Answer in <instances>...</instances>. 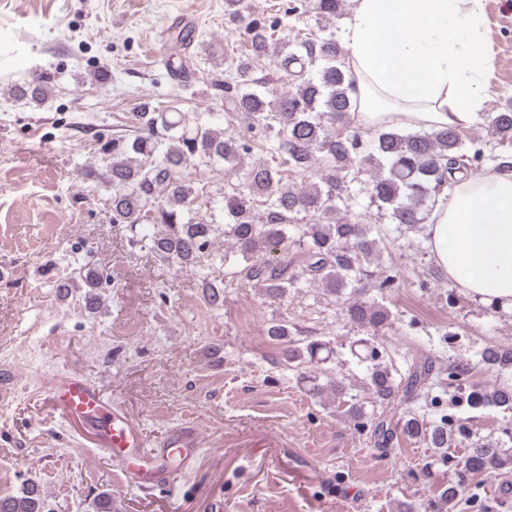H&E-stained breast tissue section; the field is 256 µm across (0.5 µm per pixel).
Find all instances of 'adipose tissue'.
Masks as SVG:
<instances>
[{"mask_svg": "<svg viewBox=\"0 0 512 512\" xmlns=\"http://www.w3.org/2000/svg\"><path fill=\"white\" fill-rule=\"evenodd\" d=\"M351 2L340 42L361 125L470 126L487 100L483 0ZM425 234L462 293L512 314V158L434 191Z\"/></svg>", "mask_w": 512, "mask_h": 512, "instance_id": "1", "label": "adipose tissue"}]
</instances>
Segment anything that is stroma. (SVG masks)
Here are the masks:
<instances>
[{
	"label": "stroma",
	"instance_id": "35a3bbf8",
	"mask_svg": "<svg viewBox=\"0 0 512 512\" xmlns=\"http://www.w3.org/2000/svg\"><path fill=\"white\" fill-rule=\"evenodd\" d=\"M486 111L512 98V0H483ZM189 26L192 82L178 81L159 50V32ZM238 39L224 26V0H0V371L15 396L0 402V496L36 482L57 512H84L100 492L119 512H398L432 498L445 470L423 475L432 451L403 442L381 454L329 400L305 392L282 361L268 323L316 330L336 348V375L363 368L349 351L364 329L318 289L271 297L237 274L216 237L200 267L179 268L132 247L112 222V188L97 142L129 126L142 103L174 107L206 127L224 126V101L209 83L224 75V49ZM55 77L41 103L18 101L15 85ZM200 187L192 206L208 217L237 174L191 164ZM383 261L401 271L383 301L414 336H378L396 364L415 352L440 361H478L488 341L512 342V315L489 314L439 274L423 231L389 232ZM110 279L98 309L82 289L60 295L59 279L84 263ZM430 289H421V281ZM224 290L209 306L205 283ZM67 372L90 380L135 418L147 447L181 425L198 432L196 458L179 467L174 490L123 492L118 470L92 431L68 420L37 388L39 376Z\"/></svg>",
	"mask_w": 512,
	"mask_h": 512
}]
</instances>
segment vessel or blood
<instances>
[{"label": "vessel or blood", "instance_id": "obj_1", "mask_svg": "<svg viewBox=\"0 0 512 512\" xmlns=\"http://www.w3.org/2000/svg\"><path fill=\"white\" fill-rule=\"evenodd\" d=\"M39 390L63 417L94 430L98 446L121 464L125 488L136 489L165 477V470L156 465L157 453L146 449L136 422L106 401L88 380L52 372L40 378ZM196 446V434L189 427L177 431L168 444L186 463L193 459Z\"/></svg>", "mask_w": 512, "mask_h": 512}]
</instances>
